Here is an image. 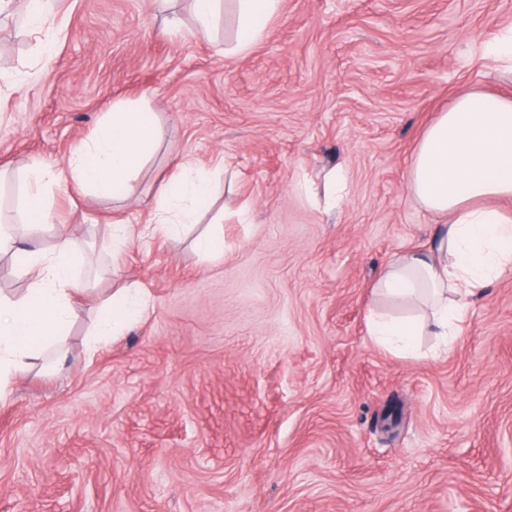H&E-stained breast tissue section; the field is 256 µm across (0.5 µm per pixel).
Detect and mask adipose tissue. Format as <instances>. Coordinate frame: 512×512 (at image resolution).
Instances as JSON below:
<instances>
[{
    "label": "adipose tissue",
    "mask_w": 512,
    "mask_h": 512,
    "mask_svg": "<svg viewBox=\"0 0 512 512\" xmlns=\"http://www.w3.org/2000/svg\"><path fill=\"white\" fill-rule=\"evenodd\" d=\"M234 2V50L239 53L263 36L280 14L283 0ZM157 139L155 127L140 109L113 113L94 139L72 154L68 169L74 187L102 195L117 187L134 193V174ZM176 169L158 186L160 209L154 219L155 230L171 237L179 236L183 224L208 208L213 190L211 179L193 171L187 161H177ZM35 174L21 210L31 285L21 296H0V397L12 378L28 368L30 359L51 349L55 362L63 361L59 345L74 316L72 300L81 285L69 239L59 237L49 252L36 246L49 220L45 188L57 176L40 168ZM408 186L442 224L426 250L390 263L374 285L395 305L421 303L430 310L424 317H373L372 335L404 351L412 350L414 337L425 333L461 336L465 300L512 270V214L485 205L489 199L512 200V96L478 89L458 94L427 128L409 170ZM146 310L137 286L111 294L93 326V347L110 343Z\"/></svg>",
    "instance_id": "obj_1"
}]
</instances>
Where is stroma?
I'll list each match as a JSON object with an SVG mask.
<instances>
[{
	"label": "stroma",
	"instance_id": "stroma-1",
	"mask_svg": "<svg viewBox=\"0 0 512 512\" xmlns=\"http://www.w3.org/2000/svg\"><path fill=\"white\" fill-rule=\"evenodd\" d=\"M167 16L170 33L152 0H59L48 57L20 11L0 17V185L55 170L42 246L96 259L62 369L36 360L0 400V512H512V271L451 349L368 332L390 309L378 275L437 222L407 181L425 129L464 89L512 95L481 52L512 0H283L240 55L226 0L208 38L189 0ZM121 106L160 130L137 192L77 194L67 160ZM178 156L221 168L210 210L113 249ZM211 232L221 257L196 249ZM129 283L147 312L88 352ZM326 182L331 188V195L329 196L328 206L336 207L346 196L348 190L347 177L344 169L337 166L331 171L327 177Z\"/></svg>",
	"mask_w": 512,
	"mask_h": 512
}]
</instances>
